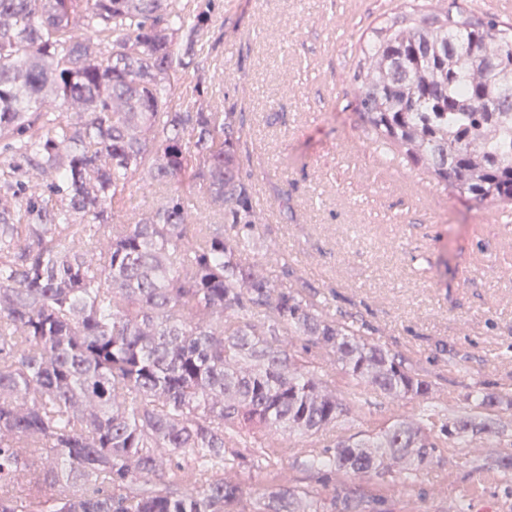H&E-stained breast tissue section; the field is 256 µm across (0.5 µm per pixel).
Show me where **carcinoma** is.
<instances>
[{"mask_svg": "<svg viewBox=\"0 0 512 512\" xmlns=\"http://www.w3.org/2000/svg\"><path fill=\"white\" fill-rule=\"evenodd\" d=\"M416 2L361 50L358 121L436 184L512 202V24ZM81 20L112 52L87 51ZM206 22L173 0H0V149L44 179L0 168V512H246L224 464L264 448L267 469L278 446L333 493L267 487L254 512H376L351 482L408 480L471 434L512 447L511 387L450 417L431 375L305 294L288 256L277 274L244 258L263 212L241 113L168 93ZM140 182L157 203L113 223ZM370 391L417 412L339 432Z\"/></svg>", "mask_w": 512, "mask_h": 512, "instance_id": "obj_1", "label": "carcinoma"}]
</instances>
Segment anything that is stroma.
Wrapping results in <instances>:
<instances>
[{
    "label": "stroma",
    "mask_w": 512,
    "mask_h": 512,
    "mask_svg": "<svg viewBox=\"0 0 512 512\" xmlns=\"http://www.w3.org/2000/svg\"><path fill=\"white\" fill-rule=\"evenodd\" d=\"M208 18L204 48L187 70L202 100L243 115L247 167L263 198L262 235L248 255L267 265L287 255L309 289L334 288L335 307L382 329V344L413 349L437 390L465 405L477 387L512 373V240L480 224L482 207L451 191L428 210L409 184L373 176L369 154H345L363 137L354 113L351 76L363 42L400 0H197ZM452 367L434 358L437 341ZM228 475L250 498L269 485L308 484L285 453L274 470H259L247 448ZM499 451L453 448L421 474L413 490L365 479L379 512H446L469 499L470 512H512V491L494 476Z\"/></svg>",
    "instance_id": "obj_1"
}]
</instances>
